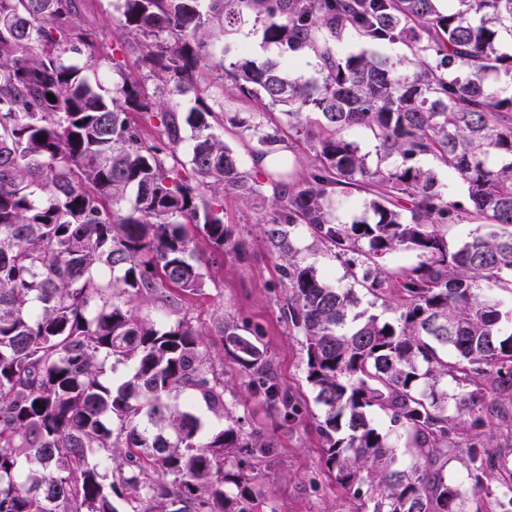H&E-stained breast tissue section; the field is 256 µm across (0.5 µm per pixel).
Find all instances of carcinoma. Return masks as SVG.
<instances>
[{"instance_id":"obj_1","label":"carcinoma","mask_w":512,"mask_h":512,"mask_svg":"<svg viewBox=\"0 0 512 512\" xmlns=\"http://www.w3.org/2000/svg\"><path fill=\"white\" fill-rule=\"evenodd\" d=\"M436 2L114 0L119 51L138 66L112 58L121 84L106 89L86 75L98 56L76 0H0V512H119L115 498L127 512H256L264 492L236 457L273 441L243 430L180 304L204 285L195 237L247 255L224 224V193L261 202L267 184L261 231L284 276L281 318L303 337L324 466L360 500L354 512H466L448 480L461 451L473 491L497 482V512H512V468L484 442L495 404L512 405L497 297L512 293V53L499 49L512 0ZM249 20L283 55L259 62L233 42ZM217 30L219 59L208 51ZM351 36L410 55L349 53ZM304 54L316 60L309 79L290 71ZM213 70L261 107L236 123L251 158L281 141L271 114L306 129L314 163L301 180L245 168L215 133L217 111L201 102ZM164 89L199 106L184 117ZM154 117L148 140L140 122ZM355 128L372 133L375 164L347 135ZM424 156L466 185L465 201L438 189ZM366 185L365 217L342 221L335 194ZM464 221L477 228L449 247L446 226ZM298 226L353 284L326 281L295 245ZM397 252L417 261L386 265ZM357 285L394 319L357 310ZM149 303L168 309L166 324L139 314ZM223 335L292 421L297 400L266 351L233 320ZM111 360L132 364V378L102 379ZM186 392L224 429L204 433L170 404Z\"/></svg>"}]
</instances>
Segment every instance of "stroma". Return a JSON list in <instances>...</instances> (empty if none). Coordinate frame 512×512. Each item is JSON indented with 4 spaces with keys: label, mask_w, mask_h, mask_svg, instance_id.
Returning a JSON list of instances; mask_svg holds the SVG:
<instances>
[{
    "label": "stroma",
    "mask_w": 512,
    "mask_h": 512,
    "mask_svg": "<svg viewBox=\"0 0 512 512\" xmlns=\"http://www.w3.org/2000/svg\"><path fill=\"white\" fill-rule=\"evenodd\" d=\"M79 5L96 30L100 53L110 56L116 44L112 0H79ZM269 215V209L254 208L235 194H225L224 222L248 243V255L243 260L229 250L216 255L205 287L187 298L182 308L202 330L215 363L223 366L227 391L235 397L236 414L245 430L262 431L274 442L269 454L244 451L239 458L258 474L276 512H354L357 499L338 488L323 471L322 440L316 431L321 409L305 380L300 339L289 333L281 318L283 277L259 229ZM226 318L247 325L256 334L278 381L299 403L301 413L296 421L280 423L250 387L248 377L227 358L220 332Z\"/></svg>",
    "instance_id": "1"
}]
</instances>
